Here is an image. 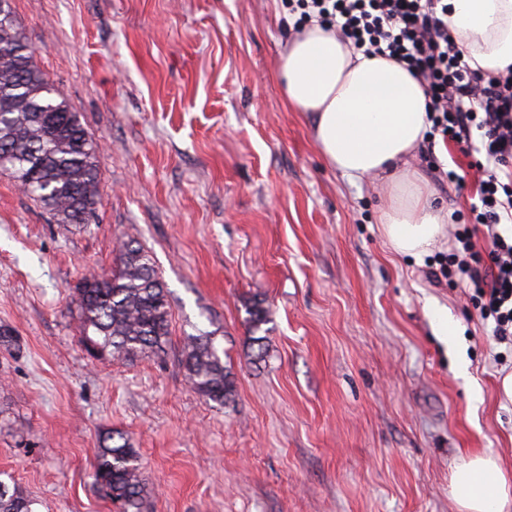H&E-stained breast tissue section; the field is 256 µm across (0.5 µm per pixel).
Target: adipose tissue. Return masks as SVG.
<instances>
[{
    "instance_id": "1",
    "label": "adipose tissue",
    "mask_w": 512,
    "mask_h": 512,
    "mask_svg": "<svg viewBox=\"0 0 512 512\" xmlns=\"http://www.w3.org/2000/svg\"><path fill=\"white\" fill-rule=\"evenodd\" d=\"M448 29L472 68L495 74L512 67V0H448ZM277 78L289 107L308 114L329 167L390 182L379 222L392 248L415 258L429 254L449 214L427 206L420 181L395 173L429 129L422 83L402 64L365 56L316 24L286 43ZM450 487L459 512H512V475L492 455L463 460Z\"/></svg>"
}]
</instances>
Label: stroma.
<instances>
[{
	"instance_id": "stroma-1",
	"label": "stroma",
	"mask_w": 512,
	"mask_h": 512,
	"mask_svg": "<svg viewBox=\"0 0 512 512\" xmlns=\"http://www.w3.org/2000/svg\"><path fill=\"white\" fill-rule=\"evenodd\" d=\"M35 62L99 146L95 223H59L0 171V481L37 512H116L93 487L108 432L147 477L142 512H457L456 465H512V371L469 291L397 254L382 191L329 168L274 80L293 20L281 0H13ZM456 170L441 187L430 162ZM471 158L447 143L407 167L437 207L468 214ZM149 250L167 290L165 354L91 356L75 286ZM262 303V343L247 310ZM442 310L458 335L434 333ZM214 333L236 391L187 382L183 338Z\"/></svg>"
}]
</instances>
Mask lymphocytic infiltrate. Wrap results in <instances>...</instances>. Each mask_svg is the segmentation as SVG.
<instances>
[{
	"label": "lymphocytic infiltrate",
	"mask_w": 512,
	"mask_h": 512,
	"mask_svg": "<svg viewBox=\"0 0 512 512\" xmlns=\"http://www.w3.org/2000/svg\"><path fill=\"white\" fill-rule=\"evenodd\" d=\"M295 29L315 22L367 56L402 63L422 79L429 98L427 146L442 138L471 145L480 131L478 201L470 212L489 244L481 253L471 230L456 231L447 261L430 278L465 285L497 340L512 341V68H471L448 31L447 0H284Z\"/></svg>",
	"instance_id": "lymphocytic-infiltrate-1"
}]
</instances>
